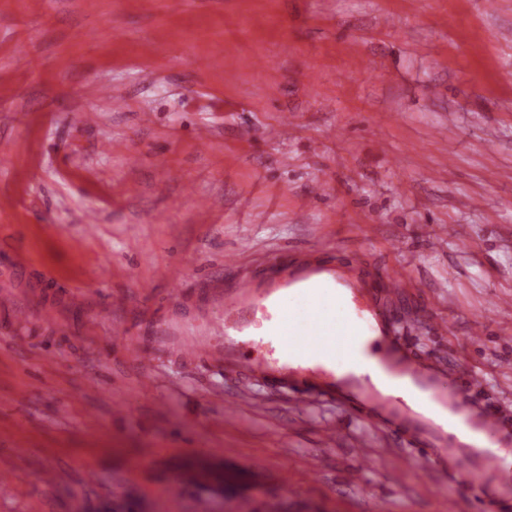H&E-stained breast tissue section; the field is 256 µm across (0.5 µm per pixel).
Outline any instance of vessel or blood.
I'll return each instance as SVG.
<instances>
[{"label": "vessel or blood", "mask_w": 512, "mask_h": 512, "mask_svg": "<svg viewBox=\"0 0 512 512\" xmlns=\"http://www.w3.org/2000/svg\"><path fill=\"white\" fill-rule=\"evenodd\" d=\"M348 305L337 323L338 305ZM189 364L211 355L204 337L175 344ZM224 367L287 388L295 408L318 395L415 447L431 472L462 459L477 512L512 502V470L491 466L512 451V413L476 398V371L451 372L402 342L364 277L332 265L283 268L265 286L250 277L224 291Z\"/></svg>", "instance_id": "vessel-or-blood-1"}]
</instances>
